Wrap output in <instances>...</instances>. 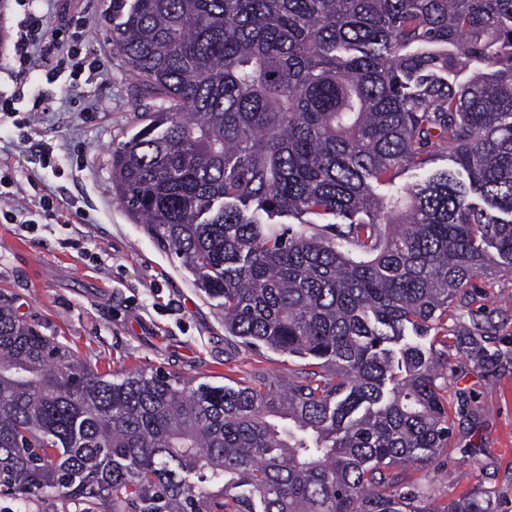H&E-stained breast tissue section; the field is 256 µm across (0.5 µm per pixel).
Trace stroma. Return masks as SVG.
Returning <instances> with one entry per match:
<instances>
[{"instance_id":"obj_1","label":"stroma","mask_w":512,"mask_h":512,"mask_svg":"<svg viewBox=\"0 0 512 512\" xmlns=\"http://www.w3.org/2000/svg\"><path fill=\"white\" fill-rule=\"evenodd\" d=\"M104 8L103 0H6L0 10L8 34L0 42V95L19 96L15 117L0 120V173L13 190L0 208L47 195L59 215L29 231L0 223V297L103 371L158 368L228 385L300 372L304 359L225 336L223 309L113 197L112 149L159 102L128 77ZM26 16L52 29L87 20L80 50L100 65L91 84L67 88L48 82L36 63L19 65L11 36ZM406 339L440 355L437 384L452 428L447 450L406 468L403 490L436 505L487 490L496 512H512V273L474 278L449 306L447 323Z\"/></svg>"}]
</instances>
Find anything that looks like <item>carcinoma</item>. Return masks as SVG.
Masks as SVG:
<instances>
[{
	"label": "carcinoma",
	"mask_w": 512,
	"mask_h": 512,
	"mask_svg": "<svg viewBox=\"0 0 512 512\" xmlns=\"http://www.w3.org/2000/svg\"><path fill=\"white\" fill-rule=\"evenodd\" d=\"M103 21L161 102L112 150L115 197L225 335L317 371L102 372L0 299V499L496 512L485 490L433 506L388 469L450 433L434 351L405 331L512 272V0H109ZM435 153L450 166L397 183Z\"/></svg>",
	"instance_id": "carcinoma-1"
}]
</instances>
